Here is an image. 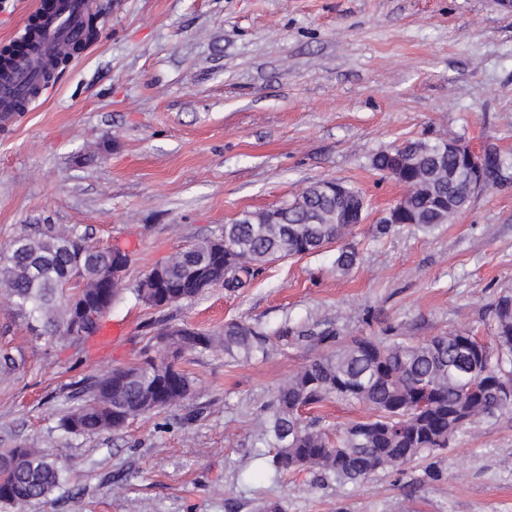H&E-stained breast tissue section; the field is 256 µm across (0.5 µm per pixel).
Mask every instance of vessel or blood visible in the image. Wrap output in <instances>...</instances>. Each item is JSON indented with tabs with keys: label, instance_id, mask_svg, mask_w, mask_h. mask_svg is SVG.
Returning a JSON list of instances; mask_svg holds the SVG:
<instances>
[{
	"label": "vessel or blood",
	"instance_id": "obj_1",
	"mask_svg": "<svg viewBox=\"0 0 512 512\" xmlns=\"http://www.w3.org/2000/svg\"><path fill=\"white\" fill-rule=\"evenodd\" d=\"M93 8L94 0H38L28 47L0 57V125L12 123L39 98L40 78L51 72L59 54L85 45Z\"/></svg>",
	"mask_w": 512,
	"mask_h": 512
}]
</instances>
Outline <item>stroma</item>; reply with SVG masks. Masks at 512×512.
I'll return each instance as SVG.
<instances>
[{
  "instance_id": "stroma-1",
  "label": "stroma",
  "mask_w": 512,
  "mask_h": 512,
  "mask_svg": "<svg viewBox=\"0 0 512 512\" xmlns=\"http://www.w3.org/2000/svg\"><path fill=\"white\" fill-rule=\"evenodd\" d=\"M94 2L90 45L0 127V266L38 224L77 225L90 244L131 257L107 315L126 334L107 348L35 338L0 299V348L19 361L0 378V448L34 444L68 476L30 512H512V411L357 485L308 470L273 479L252 446L255 420L319 352L290 337L241 365L185 354L192 394L122 430L81 437L61 426L86 383L138 362L164 324H316L415 343L466 326L490 339L489 307L512 292V10L497 0ZM448 138L495 148L505 168L453 223L376 237L403 190L370 155ZM334 179L368 203L348 275L331 245L270 262L235 291L216 284L164 309L135 301L172 252Z\"/></svg>"
}]
</instances>
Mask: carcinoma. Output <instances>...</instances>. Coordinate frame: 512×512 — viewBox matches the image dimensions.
I'll use <instances>...</instances> for the list:
<instances>
[{
    "label": "carcinoma",
    "instance_id": "carcinoma-1",
    "mask_svg": "<svg viewBox=\"0 0 512 512\" xmlns=\"http://www.w3.org/2000/svg\"><path fill=\"white\" fill-rule=\"evenodd\" d=\"M409 174H394L407 192L401 222L429 233L449 224L471 198L469 185L453 177L460 160L441 152V142L408 143ZM390 150L369 158L385 175ZM485 184L503 165L495 151L484 152ZM322 180L273 213L241 216L224 225L221 235L179 249L163 261L161 297L141 282L135 299L153 308L190 300L217 283L235 291L246 287L265 264L300 258L337 245L336 271L348 274L358 251L347 241L354 225L349 200L322 186ZM112 253L87 243L75 225L41 224L15 237L7 263L0 268V288L13 312L32 333L54 343L89 338L99 320L74 333V303L99 310L112 308L123 289L107 288ZM496 325L493 342L480 344L469 329H457L418 343L398 337L345 339L331 327H285L294 336L320 348V353L281 384L261 411L255 448H272L266 463L275 476L309 470L343 484H357L370 475L411 461L424 452L448 447L461 421L512 410V294L491 304ZM270 335L240 321L224 324L221 333L187 326H165L148 337L143 358L95 379L85 388L78 409L62 419L63 429L93 436L118 430L134 417L160 413L183 402L193 379L178 366L187 352L224 353L227 363L248 362L267 353ZM332 400L363 406L368 415L331 437L323 417L308 419L301 410L319 409ZM64 478V468L40 448L18 444L0 451V503L14 512L47 498Z\"/></svg>",
    "mask_w": 512,
    "mask_h": 512
}]
</instances>
